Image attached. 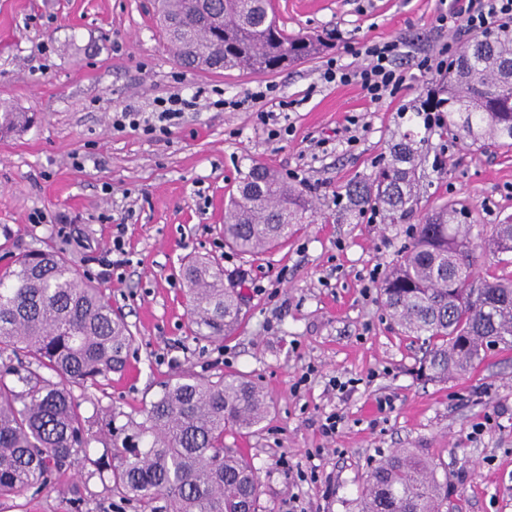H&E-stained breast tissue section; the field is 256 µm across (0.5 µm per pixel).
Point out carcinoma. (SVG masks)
I'll list each match as a JSON object with an SVG mask.
<instances>
[{
	"instance_id": "cac0c4a2",
	"label": "carcinoma",
	"mask_w": 512,
	"mask_h": 512,
	"mask_svg": "<svg viewBox=\"0 0 512 512\" xmlns=\"http://www.w3.org/2000/svg\"><path fill=\"white\" fill-rule=\"evenodd\" d=\"M160 3L168 45L185 68L271 73L326 48L315 33L288 34L272 0ZM445 81L446 97H427L415 112L448 113L453 143L512 149V29L474 37ZM422 151L423 141L404 132L387 162L348 188L352 216L374 209L388 224L410 220L422 189ZM312 212L302 189L254 163L224 213V244L242 254L267 251ZM463 218L453 204L426 214L381 284L394 323L428 340L419 370L438 382L466 374L486 350L512 348V278L472 286ZM483 250L494 258L512 253V221L496 225ZM184 278L194 334L214 341L233 335L242 295L224 285V269L194 257ZM134 342L103 289L52 248L23 253L13 269L0 271V501L37 495L74 471L86 483L99 479L140 512H256L255 470L224 446L228 429L251 431L269 408L263 389L244 376H179L119 446L93 431L75 390L122 371ZM94 443L103 444L96 459ZM446 500L429 458L399 448L369 473L361 512H442Z\"/></svg>"
}]
</instances>
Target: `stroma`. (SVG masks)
I'll return each mask as SVG.
<instances>
[{
  "mask_svg": "<svg viewBox=\"0 0 512 512\" xmlns=\"http://www.w3.org/2000/svg\"><path fill=\"white\" fill-rule=\"evenodd\" d=\"M289 32L315 31L325 55L266 74L189 70L172 57L156 0H0V108L23 115L0 133V268L19 253L53 246L98 285L136 342L122 373L89 389L81 405L96 428L122 439L164 385L184 373L242 375L268 394L252 433L230 430L259 481L258 512H359L367 476L398 448H419L448 487L443 512H512V349L487 351L445 382L418 377L423 340L389 318L370 270L400 261L405 224L346 215L336 197L367 180L406 129L425 134L422 217L448 202L469 212L479 277L512 276L480 244L512 219V150L447 144L404 110L441 94L438 73L420 74V53L464 36L435 23L439 0H273ZM396 41L406 87L370 102L358 85L326 82L327 59L358 63L363 41ZM273 93H265V86ZM197 98L169 135L117 128L125 106L150 116L158 100ZM245 94L246 111L215 106ZM82 159L75 167L74 159ZM307 178L312 223L280 248L245 256L224 246V211L252 163ZM42 223H34L35 215ZM67 215L70 236L55 219ZM124 225L130 262L121 278L98 279L94 256ZM216 259L241 278L243 319L218 344L195 336L183 277L187 257ZM351 381L344 393L331 378ZM392 408L380 409L381 400ZM342 422L335 437L325 415ZM72 480L24 494L0 512H138L88 486L81 510Z\"/></svg>",
  "mask_w": 512,
  "mask_h": 512,
  "instance_id": "obj_1",
  "label": "stroma"
}]
</instances>
